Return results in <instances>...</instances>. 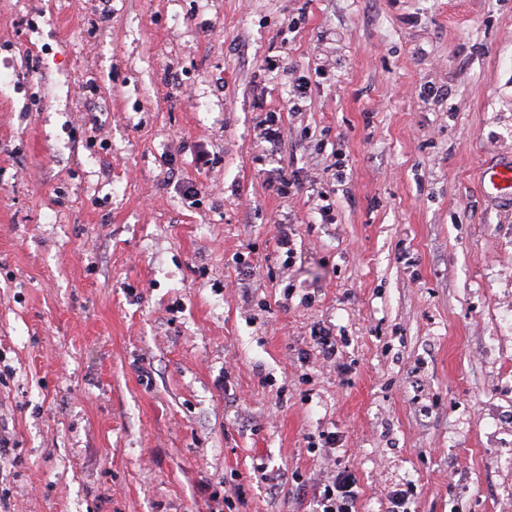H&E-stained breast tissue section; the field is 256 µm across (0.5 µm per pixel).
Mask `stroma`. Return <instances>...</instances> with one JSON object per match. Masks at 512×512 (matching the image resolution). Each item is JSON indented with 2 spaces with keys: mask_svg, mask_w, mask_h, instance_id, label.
I'll return each instance as SVG.
<instances>
[{
  "mask_svg": "<svg viewBox=\"0 0 512 512\" xmlns=\"http://www.w3.org/2000/svg\"><path fill=\"white\" fill-rule=\"evenodd\" d=\"M502 159L512 0H0V512H512ZM257 139L260 146L271 158L281 153V146L285 138V127L282 115L279 112H267L257 125ZM482 184L486 193L512 201V163L495 164L484 169ZM357 489L352 470L349 467L338 470L332 481L325 485L317 512H354Z\"/></svg>",
  "mask_w": 512,
  "mask_h": 512,
  "instance_id": "35a3bbf8",
  "label": "stroma"
}]
</instances>
